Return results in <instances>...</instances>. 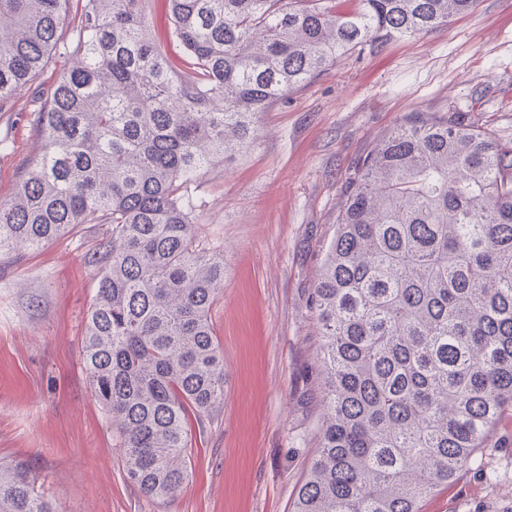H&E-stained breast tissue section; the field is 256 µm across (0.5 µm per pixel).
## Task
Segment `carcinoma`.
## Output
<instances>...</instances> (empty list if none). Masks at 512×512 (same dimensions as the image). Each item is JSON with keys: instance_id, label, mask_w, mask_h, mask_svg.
<instances>
[{"instance_id": "cac0c4a2", "label": "carcinoma", "mask_w": 512, "mask_h": 512, "mask_svg": "<svg viewBox=\"0 0 512 512\" xmlns=\"http://www.w3.org/2000/svg\"><path fill=\"white\" fill-rule=\"evenodd\" d=\"M0 0V106L54 55L33 112L39 159L0 200V256L110 224L83 359L127 476L154 500L189 476L190 418L224 404L210 311L224 256L203 246L192 178L248 148L255 118L367 42L446 25L478 0H168L169 66L144 0ZM313 288L322 424L291 512H419L512 406V147L468 113H416L347 178ZM0 512H59L32 463L0 465Z\"/></svg>"}]
</instances>
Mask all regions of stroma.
I'll list each match as a JSON object with an SVG mask.
<instances>
[{"mask_svg":"<svg viewBox=\"0 0 512 512\" xmlns=\"http://www.w3.org/2000/svg\"><path fill=\"white\" fill-rule=\"evenodd\" d=\"M63 72L52 58L0 110V197L41 141L30 113ZM455 112L512 142V0L431 31L367 44L258 116L247 152L189 182L204 242L224 256L211 311L224 348V405L193 423L190 476L167 501L127 479L112 422L82 358L110 231L88 224L0 258V460L30 461L59 512H290L318 446V324L311 297L336 235L345 181L409 113ZM479 468L424 499L421 512H512V409Z\"/></svg>","mask_w":512,"mask_h":512,"instance_id":"stroma-1","label":"stroma"}]
</instances>
